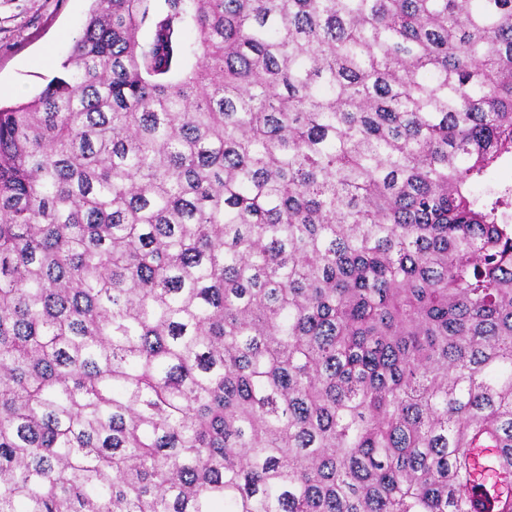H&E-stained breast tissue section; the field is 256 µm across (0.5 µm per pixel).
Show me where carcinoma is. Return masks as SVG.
I'll return each mask as SVG.
<instances>
[{
  "instance_id": "obj_1",
  "label": "carcinoma",
  "mask_w": 512,
  "mask_h": 512,
  "mask_svg": "<svg viewBox=\"0 0 512 512\" xmlns=\"http://www.w3.org/2000/svg\"><path fill=\"white\" fill-rule=\"evenodd\" d=\"M93 2L0 107V512H512V0ZM512 186V160H505L491 168L484 178L473 186L476 195Z\"/></svg>"
}]
</instances>
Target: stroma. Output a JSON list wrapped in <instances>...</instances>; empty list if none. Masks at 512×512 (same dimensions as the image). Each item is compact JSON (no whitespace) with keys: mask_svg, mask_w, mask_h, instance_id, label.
<instances>
[{"mask_svg":"<svg viewBox=\"0 0 512 512\" xmlns=\"http://www.w3.org/2000/svg\"><path fill=\"white\" fill-rule=\"evenodd\" d=\"M91 0H0V104L31 99L68 56Z\"/></svg>","mask_w":512,"mask_h":512,"instance_id":"35a3bbf8","label":"stroma"}]
</instances>
